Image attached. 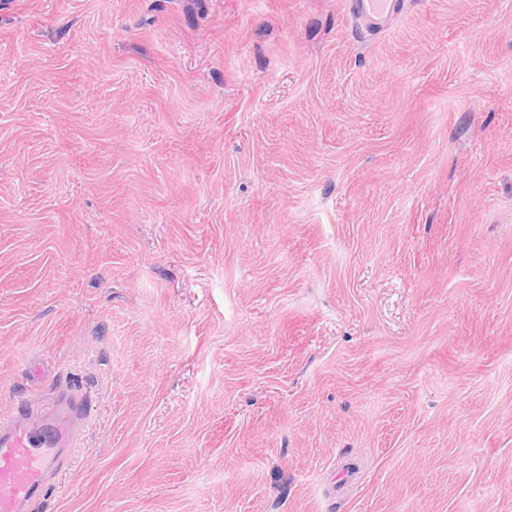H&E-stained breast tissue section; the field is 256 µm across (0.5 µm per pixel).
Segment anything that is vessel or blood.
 <instances>
[{
    "mask_svg": "<svg viewBox=\"0 0 512 512\" xmlns=\"http://www.w3.org/2000/svg\"><path fill=\"white\" fill-rule=\"evenodd\" d=\"M358 35L381 34L406 0H345ZM87 424L83 394L60 390L0 423V512H30L60 473L64 452Z\"/></svg>",
    "mask_w": 512,
    "mask_h": 512,
    "instance_id": "1",
    "label": "vessel or blood"
}]
</instances>
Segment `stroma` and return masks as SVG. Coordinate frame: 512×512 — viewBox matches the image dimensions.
I'll return each instance as SVG.
<instances>
[{
	"label": "stroma",
	"mask_w": 512,
	"mask_h": 512,
	"mask_svg": "<svg viewBox=\"0 0 512 512\" xmlns=\"http://www.w3.org/2000/svg\"><path fill=\"white\" fill-rule=\"evenodd\" d=\"M33 512H512V0H0V421ZM406 3V0H345L346 11L361 37L386 32ZM86 424L85 396L67 389L0 423V512L32 509Z\"/></svg>",
	"instance_id": "obj_1"
}]
</instances>
